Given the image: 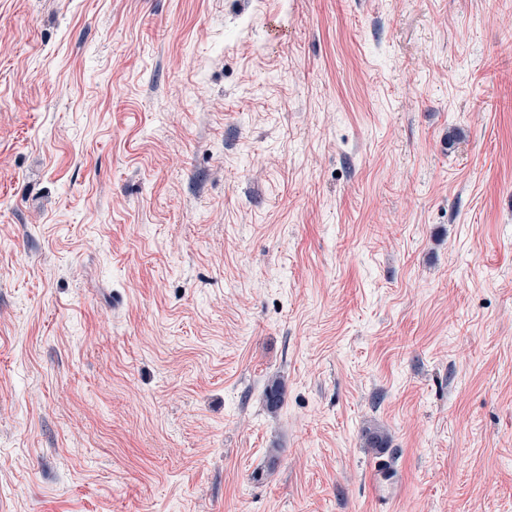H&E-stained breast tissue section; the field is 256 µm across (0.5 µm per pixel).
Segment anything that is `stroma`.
Segmentation results:
<instances>
[{"label":"stroma","mask_w":512,"mask_h":512,"mask_svg":"<svg viewBox=\"0 0 512 512\" xmlns=\"http://www.w3.org/2000/svg\"><path fill=\"white\" fill-rule=\"evenodd\" d=\"M374 426L512 512V0H0V512H377Z\"/></svg>","instance_id":"1"}]
</instances>
